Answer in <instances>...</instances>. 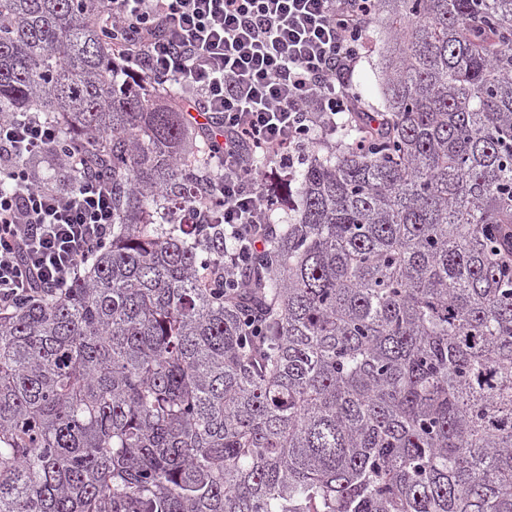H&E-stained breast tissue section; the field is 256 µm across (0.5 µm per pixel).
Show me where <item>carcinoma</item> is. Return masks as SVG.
<instances>
[{"label": "carcinoma", "mask_w": 512, "mask_h": 512, "mask_svg": "<svg viewBox=\"0 0 512 512\" xmlns=\"http://www.w3.org/2000/svg\"><path fill=\"white\" fill-rule=\"evenodd\" d=\"M386 111L233 270L217 169L99 0H0V118L110 160L112 236L0 311V512H512V0H376Z\"/></svg>", "instance_id": "obj_1"}]
</instances>
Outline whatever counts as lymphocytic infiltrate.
Segmentation results:
<instances>
[{
  "label": "lymphocytic infiltrate",
  "instance_id": "obj_1",
  "mask_svg": "<svg viewBox=\"0 0 512 512\" xmlns=\"http://www.w3.org/2000/svg\"><path fill=\"white\" fill-rule=\"evenodd\" d=\"M373 0H102L128 76L176 82L188 110L217 124L218 172L198 176L196 223L222 212L241 241L233 267L260 245L267 206L258 160L293 167L313 130L335 133L357 98L344 79L361 59ZM61 143L39 112L0 120V309L65 287L112 233V184L89 175L61 189L38 163Z\"/></svg>",
  "mask_w": 512,
  "mask_h": 512
}]
</instances>
